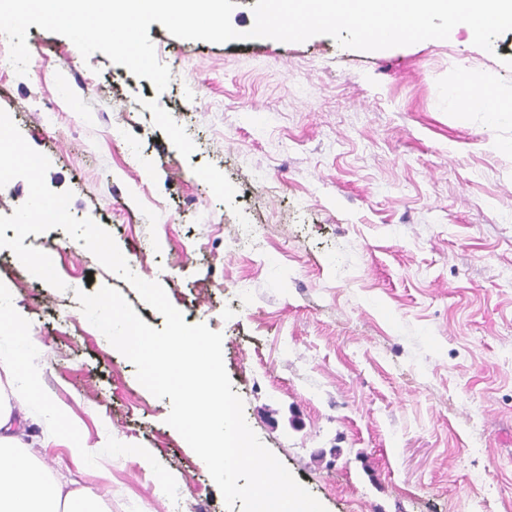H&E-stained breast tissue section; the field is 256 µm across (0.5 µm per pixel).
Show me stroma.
Returning a JSON list of instances; mask_svg holds the SVG:
<instances>
[{"instance_id":"35a3bbf8","label":"stroma","mask_w":512,"mask_h":512,"mask_svg":"<svg viewBox=\"0 0 512 512\" xmlns=\"http://www.w3.org/2000/svg\"><path fill=\"white\" fill-rule=\"evenodd\" d=\"M148 36L161 92L35 25L26 76L0 66L48 187L221 332L248 425L327 512H512V31L490 52L463 27L372 52ZM467 76L497 121L459 111ZM23 243L67 255L60 291L0 249V286L40 341L43 392L97 451L76 480L103 512H227L169 399L75 293L163 316L63 229Z\"/></svg>"}]
</instances>
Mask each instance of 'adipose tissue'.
<instances>
[{"mask_svg": "<svg viewBox=\"0 0 512 512\" xmlns=\"http://www.w3.org/2000/svg\"><path fill=\"white\" fill-rule=\"evenodd\" d=\"M37 339L16 316L10 289H0V512H100L98 497L88 489L65 490L20 442L21 422L46 425L45 442L67 440L74 458L89 456L66 411L43 398L30 360Z\"/></svg>", "mask_w": 512, "mask_h": 512, "instance_id": "adipose-tissue-1", "label": "adipose tissue"}]
</instances>
